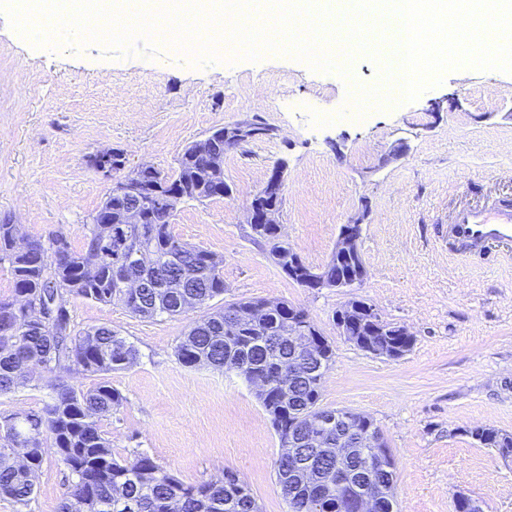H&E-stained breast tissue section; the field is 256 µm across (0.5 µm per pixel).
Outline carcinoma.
Masks as SVG:
<instances>
[{
    "label": "carcinoma",
    "instance_id": "carcinoma-1",
    "mask_svg": "<svg viewBox=\"0 0 512 512\" xmlns=\"http://www.w3.org/2000/svg\"><path fill=\"white\" fill-rule=\"evenodd\" d=\"M138 181L149 200L145 223H120L131 200L126 195L114 194L95 214L97 219L109 218L112 223L87 225L85 237L98 240L124 229L134 246L112 259L94 251L87 242L81 250H73L68 237L61 232L52 239V243L61 244L56 252H47L39 239L32 240L29 250L17 251L12 243L11 225L0 224V265H8L14 283L13 296L0 299V396L32 381L49 390L48 400L39 410L0 416V496L22 508L28 507L46 449L61 448L59 461L70 471L73 483L59 512H68L71 499L90 494L96 500L95 512H260L256 499L230 471L221 480L185 485L142 452L116 457L100 423L123 406L124 395L107 381L85 391L67 389L57 383L59 374L73 366L89 375H105L127 369L139 359L137 347L108 326L76 329L71 314L73 299L101 304L119 299L134 315L154 319L180 316L224 294L223 260L207 249L174 237L169 231L171 211L167 205L168 195L189 182L205 185L207 198L229 194L224 173H216L208 154L191 145L179 157L175 173L160 179L151 171H142ZM251 236L270 245L276 266L288 274L289 248L280 244L281 225L254 224ZM125 279L137 281L140 287L130 291L120 288ZM54 292L59 296L61 312L45 314L40 330L7 328L17 296L43 303ZM265 304L264 300L226 303L192 321L179 337L174 355L185 367L235 371L251 385L262 382L255 394L281 440L295 429V423L305 424L307 419L314 420L330 409L320 403V374L294 384L286 399L276 383L281 366L297 356L289 342V320L293 317L303 321V309L278 302L238 333L225 332V325L234 321L240 310ZM391 332L389 322L368 323L361 316L346 327V335L351 339H389L403 351H409L414 338L402 340ZM347 421L364 433V447L353 449L352 457L338 461L315 448H296L297 456L312 459L317 470L325 474L343 467L354 472V480L347 482L341 495L329 491L335 479L307 478L290 456L279 455L277 484L288 501V512H308L311 503L315 512H353L355 497L368 486L359 480L357 471L367 465L376 467L389 483L379 512H397L391 449L386 444L372 447L374 422L369 417L349 410ZM32 428L37 430L29 450L32 467L7 462L14 438ZM467 433L495 449L502 458L512 457L511 433L500 434L480 427Z\"/></svg>",
    "mask_w": 512,
    "mask_h": 512
}]
</instances>
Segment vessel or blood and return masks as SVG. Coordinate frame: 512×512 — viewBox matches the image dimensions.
Returning <instances> with one entry per match:
<instances>
[{"instance_id":"b4317fda","label":"vessel or blood","mask_w":512,"mask_h":512,"mask_svg":"<svg viewBox=\"0 0 512 512\" xmlns=\"http://www.w3.org/2000/svg\"><path fill=\"white\" fill-rule=\"evenodd\" d=\"M457 240L467 246L512 244V209L469 207L455 219Z\"/></svg>"}]
</instances>
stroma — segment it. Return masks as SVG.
Listing matches in <instances>:
<instances>
[{"label":"stroma","instance_id":"obj_1","mask_svg":"<svg viewBox=\"0 0 512 512\" xmlns=\"http://www.w3.org/2000/svg\"><path fill=\"white\" fill-rule=\"evenodd\" d=\"M357 53L348 76L292 56L194 65L189 56L137 42L111 47L35 46L0 10V224L32 238L65 233L74 248L113 180L92 167L118 150L126 170L173 173L183 149L213 130L260 120L276 128L224 153L229 195L178 204L171 233L223 261L224 293L305 309L335 348L321 403L372 419L396 463L400 512H453L464 494L483 512H512V458L476 443L470 428L512 433V258L504 250L454 255L448 224L461 204L512 203V73L465 66L410 103L369 104L383 85L378 59ZM440 111H433V103ZM283 167L278 212L289 246L316 269L331 258L341 225L360 221L368 276L352 290L304 288L285 277L267 245L250 237L246 211ZM354 299L407 327L412 349L397 359L359 350L334 315ZM77 328L107 325L139 350L134 366L107 374L125 396L102 420L116 456L147 453L187 484L234 472L261 512H288L277 485L281 452L254 389L236 373L186 368L174 347L201 310L142 319L124 305L74 299ZM71 475L47 451L27 512H58Z\"/></svg>","mask_w":512,"mask_h":512}]
</instances>
